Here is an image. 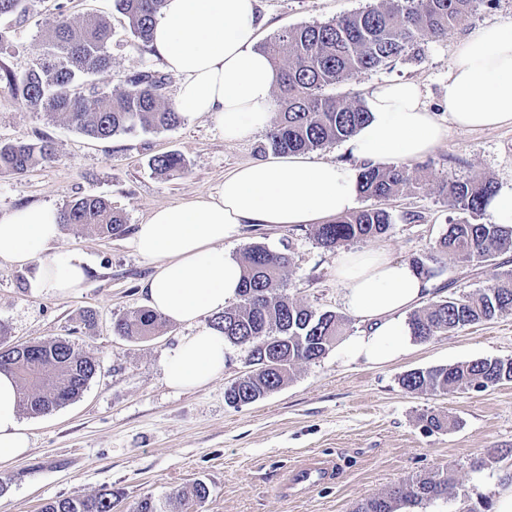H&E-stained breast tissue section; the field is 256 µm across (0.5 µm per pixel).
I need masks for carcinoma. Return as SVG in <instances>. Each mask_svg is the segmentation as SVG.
Here are the masks:
<instances>
[{"mask_svg": "<svg viewBox=\"0 0 512 512\" xmlns=\"http://www.w3.org/2000/svg\"><path fill=\"white\" fill-rule=\"evenodd\" d=\"M484 0H375L362 10L341 14L324 22L289 27L260 46L278 72L276 115L266 134L277 153H305L340 142L355 133L369 118L364 103L327 89L353 75L390 66L416 57L424 42L439 41ZM165 0H112V10L145 51H152L153 23ZM25 0H0V18L25 15ZM110 23L98 14L87 15L78 26L59 14L43 51L33 65L17 76L0 68L5 86L30 110L49 120L63 119L69 126L98 139H109L138 129L171 130L182 121L165 95L169 77L155 70L124 76L116 92L89 80L110 67ZM52 141L0 143V173L22 174L53 161ZM150 167L170 176L185 168L177 152L154 156ZM418 184L408 163L388 167L365 165L359 171L362 196L377 204L318 225L323 248L334 251L360 238L385 234L393 217L384 202ZM495 183L484 177L445 184L448 209L462 217L451 220L437 242L439 252L453 259L481 266L512 249V226L482 224L486 200ZM62 223L90 228L112 237L125 231L122 211L100 196H83L62 211ZM244 277L239 301L214 315L212 326L225 340L247 351L252 370L224 390L227 405L254 403L278 390L295 365L322 358L343 334L342 316L318 313L279 293L276 282L290 264L285 253L261 244H250L242 256ZM512 314V273L492 287L468 295L433 301L409 319L413 338L426 342L443 333ZM165 318L140 309L112 323V331L131 339L154 335ZM0 370L13 374L22 394V406L32 416L47 415L78 398L97 372L98 365L67 339L34 344L3 345ZM512 382V359H478L407 372L401 386L410 393L486 390ZM425 427L441 431L457 420L429 412ZM458 480L448 466L431 475L395 486L365 500L357 512H396L401 503L454 498ZM114 493L107 490L86 499L50 500L41 512H112Z\"/></svg>", "mask_w": 512, "mask_h": 512, "instance_id": "cac0c4a2", "label": "carcinoma"}]
</instances>
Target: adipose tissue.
Instances as JSON below:
<instances>
[{
	"instance_id": "obj_1",
	"label": "adipose tissue",
	"mask_w": 512,
	"mask_h": 512,
	"mask_svg": "<svg viewBox=\"0 0 512 512\" xmlns=\"http://www.w3.org/2000/svg\"><path fill=\"white\" fill-rule=\"evenodd\" d=\"M256 2L166 0L154 27L152 47L178 80L175 108L213 117L230 141L264 129L274 108L277 75L256 46ZM444 104L442 120L426 107L416 82L373 85L365 97L368 121L343 144L348 162H317L301 154L249 162L213 191L156 208L138 225L130 244L153 268L146 304L189 329L166 355L170 386L195 389L224 370V337L202 320L238 297L243 269L224 244L238 239L243 225L318 224L354 212L358 164L421 159L452 125L485 130L512 124L511 20L481 28L457 46ZM60 220L50 205L0 214V260L34 267L29 288L37 298L77 293L87 276L81 256L52 248ZM334 265L344 306L363 325L343 341L345 355L383 363L406 353L413 339L406 314L427 298L432 280L382 250L343 251ZM28 449L18 387L2 371L0 464Z\"/></svg>"
}]
</instances>
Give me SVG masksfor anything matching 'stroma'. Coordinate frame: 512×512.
Listing matches in <instances>:
<instances>
[{
    "label": "stroma",
    "mask_w": 512,
    "mask_h": 512,
    "mask_svg": "<svg viewBox=\"0 0 512 512\" xmlns=\"http://www.w3.org/2000/svg\"><path fill=\"white\" fill-rule=\"evenodd\" d=\"M370 0H259L264 23L259 41L281 30L324 21L369 4ZM24 19L0 20L10 46L0 51V67L25 72L42 50L59 14L80 24L90 13L112 25V63L92 79L108 90L119 76L161 69L142 51L111 0H26ZM512 19V0H486L447 39L425 43L418 58L356 74L334 95L365 96L381 81H414L424 102L441 112L448 64L458 44L478 29ZM52 140L57 158L17 175H0V213L31 204L64 208L97 195L109 199L127 219L126 232L101 237L65 226L55 249L75 251L88 262V277L74 295L32 297L33 268L0 260V323L7 340L26 343L64 338L96 360L99 369L75 401L38 417L24 416L29 451L0 466V512H40L56 498H82L105 490L120 495L113 512H133L144 497L162 501L191 494L206 483L209 497L191 502L188 512H356L359 504L411 478L453 466L457 497L422 502L415 512H464L477 501H493L498 487L512 481V383L484 391L447 395L411 394L400 385L406 372L482 358H512V314L412 342L409 351L382 365L343 358L331 348L322 359L296 367L276 392L238 408L224 390L247 372L246 352L228 346L224 372L193 390H176L165 380L168 350L187 332L166 323L159 335L134 340L112 331L119 316L145 308L143 286L152 268L131 247L130 233L161 206L211 191L235 167L264 158V131L225 140L212 117L187 112L171 130L136 131L100 140L64 121L50 122L0 87V142ZM183 155L184 172L164 176L150 169L158 154ZM420 185L387 202L394 222L376 238L350 242L353 250L382 247L395 258H416L444 270L451 288L436 289L432 300L492 286L512 270V250L484 266L456 262L435 243L455 213L443 201L448 177L484 176L512 181V125L469 131L449 127L445 140L418 162ZM315 225L245 226L229 243L233 255L254 242L290 256L278 284L280 293L313 310L345 318V335L360 330L347 316L334 275V254L315 236ZM95 326L84 325L86 311ZM436 410L456 417L457 427L428 431L421 416ZM496 459L478 466L488 449ZM324 464L332 473L313 483H292L294 470Z\"/></svg>",
    "instance_id": "35a3bbf8"
}]
</instances>
